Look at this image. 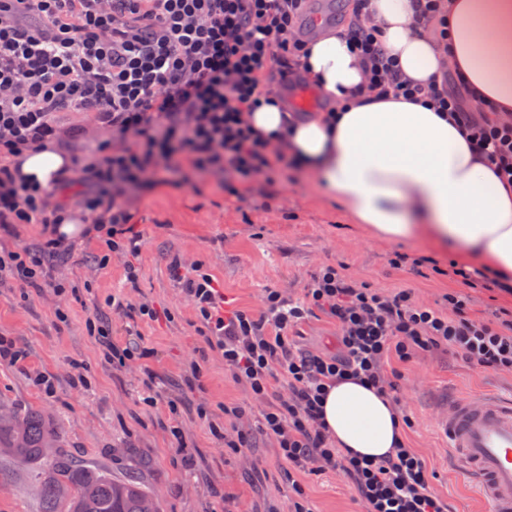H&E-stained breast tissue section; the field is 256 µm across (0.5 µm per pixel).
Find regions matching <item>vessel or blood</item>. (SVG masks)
<instances>
[{
	"instance_id": "vessel-or-blood-1",
	"label": "vessel or blood",
	"mask_w": 512,
	"mask_h": 512,
	"mask_svg": "<svg viewBox=\"0 0 512 512\" xmlns=\"http://www.w3.org/2000/svg\"><path fill=\"white\" fill-rule=\"evenodd\" d=\"M440 425L460 466L481 484L489 512H512V402L455 398Z\"/></svg>"
}]
</instances>
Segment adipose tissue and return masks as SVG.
Returning a JSON list of instances; mask_svg holds the SVG:
<instances>
[{
  "mask_svg": "<svg viewBox=\"0 0 512 512\" xmlns=\"http://www.w3.org/2000/svg\"><path fill=\"white\" fill-rule=\"evenodd\" d=\"M444 7V46L425 34L420 0H368L362 19L404 82L425 85L446 68L485 111L511 114L512 0H444ZM304 71L334 111L293 121L265 105L250 115L260 133L316 172L353 223L378 237H413L454 249L471 266L512 274V182L494 174L451 113L427 100L374 99L359 55L333 30L310 42ZM69 164L52 146L19 160L21 174L43 185ZM324 421L337 447L364 457L384 456L405 439L390 401L354 379L330 388Z\"/></svg>",
  "mask_w": 512,
  "mask_h": 512,
  "instance_id": "obj_1",
  "label": "adipose tissue"
}]
</instances>
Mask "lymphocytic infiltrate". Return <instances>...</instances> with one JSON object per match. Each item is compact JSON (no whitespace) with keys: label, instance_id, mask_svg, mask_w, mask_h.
Segmentation results:
<instances>
[{"label":"lymphocytic infiltrate","instance_id":"1","mask_svg":"<svg viewBox=\"0 0 512 512\" xmlns=\"http://www.w3.org/2000/svg\"><path fill=\"white\" fill-rule=\"evenodd\" d=\"M307 2L0 0V226L44 227L37 247L0 252V278L49 284L51 263L64 251L54 228L67 212L56 192L73 191L101 252L124 256L140 250L126 198L162 175L220 174L232 195L244 183L280 181L286 155L248 114L265 102L285 106L289 82L302 76L307 39L298 21ZM346 36L368 65L369 92L421 96L449 110L494 173L512 178V117L482 111L444 82L424 90L403 83L364 23L352 22ZM63 111L97 113L109 136L93 158L44 187L22 177L15 159L57 143L54 115ZM169 271L196 312L197 335L248 395L225 406L212 434L228 452L252 447L258 435L274 448L288 466L289 512H314L302 478L329 470L347 476L364 512H450L432 469L408 443L370 460L336 447L322 400L337 380L356 377L412 428L390 360L406 364L444 350L476 372L511 373L512 309L480 316L466 294L478 286L511 290V278L452 263L459 289L428 305L412 288H378L324 263L301 297L265 288L257 310L228 312L203 262L177 255ZM318 314L336 328L334 347H299L292 331Z\"/></svg>","mask_w":512,"mask_h":512}]
</instances>
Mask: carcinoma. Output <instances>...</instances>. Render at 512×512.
Returning a JSON list of instances; mask_svg holds the SVG:
<instances>
[{
    "mask_svg": "<svg viewBox=\"0 0 512 512\" xmlns=\"http://www.w3.org/2000/svg\"><path fill=\"white\" fill-rule=\"evenodd\" d=\"M3 453L36 470L42 512H159L157 499L137 476L116 480L76 461L36 410L12 424L0 423Z\"/></svg>",
    "mask_w": 512,
    "mask_h": 512,
    "instance_id": "carcinoma-1",
    "label": "carcinoma"
}]
</instances>
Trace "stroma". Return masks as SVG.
I'll use <instances>...</instances> for the list:
<instances>
[{"mask_svg":"<svg viewBox=\"0 0 512 512\" xmlns=\"http://www.w3.org/2000/svg\"><path fill=\"white\" fill-rule=\"evenodd\" d=\"M69 157H89L104 129L90 112H64ZM132 224L142 246L135 260L136 284H129L124 258L99 265V246L84 235L66 238L67 252L53 263V275L68 288L24 289L0 284V336L23 352L22 361H0V417L10 420L40 411L64 435L81 463L121 479L134 471L159 499L162 512H288L292 495L286 466L264 439L240 453L218 447L198 401L221 413L246 401L245 392L224 373V362L204 353L194 330L196 314L172 279L173 255L206 264L222 286L227 307L252 309L262 288L291 295L301 290L323 262L341 263L353 278L381 288L409 287L432 305L457 285L437 275L394 268V252L425 254L414 241L380 240L352 223L315 179L289 164L280 184H245L239 194L224 191L220 177L196 176L165 182L131 202ZM145 298L173 313L172 321L128 319L112 311V298ZM99 317L110 339L149 349L148 359L113 368L101 356L98 338L86 324ZM201 358L204 395L187 390L191 359ZM403 386L419 425L407 437L436 474L434 488L447 496L452 512H484L478 488L456 467L437 419L445 396L492 393L512 397V374H481L444 351L423 354L402 365ZM154 374L163 398L145 405L144 383ZM177 399L170 409L169 399ZM316 512H360L355 491L339 472L305 479ZM32 469L0 455V512H41Z\"/></svg>","mask_w":512,"mask_h":512,"instance_id":"1","label":"stroma"}]
</instances>
